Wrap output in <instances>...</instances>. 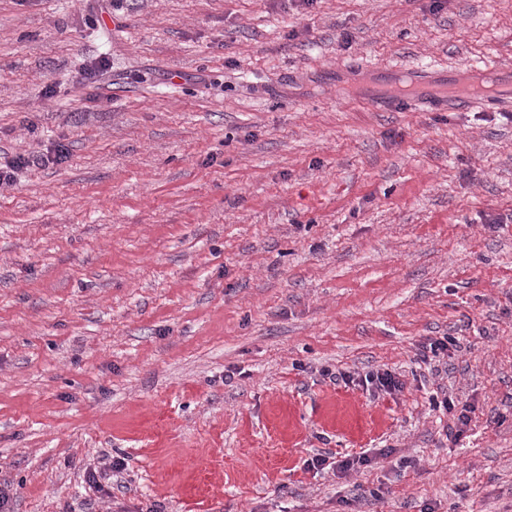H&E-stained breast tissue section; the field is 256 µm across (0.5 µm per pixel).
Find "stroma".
<instances>
[{"label":"stroma","instance_id":"35a3bbf8","mask_svg":"<svg viewBox=\"0 0 512 512\" xmlns=\"http://www.w3.org/2000/svg\"><path fill=\"white\" fill-rule=\"evenodd\" d=\"M93 3L0 0V157L68 149L0 187V512H512V102H373L512 62V0ZM457 343L454 338L442 336L439 338L426 337L418 343V356L424 363L431 364V361L439 363L451 355V350L457 349ZM323 375L334 383L342 382L345 387H358L368 392L370 396L379 398L381 395L394 396L405 389L406 383L400 375L389 369H370L364 373L339 370L330 372L324 370ZM475 406L471 404H463L459 414H453V425H448L446 428V439L456 442L460 439L463 433L466 431L467 427L470 425L472 421L471 414L475 413ZM377 450L376 456L382 458L390 457L394 451L390 448H381L375 449ZM370 457L367 453H362L360 455H348L345 457H341L343 459L335 460L332 456L316 454L312 456L310 459H307L305 465L309 470H324L327 467H330L336 474L347 475L351 471H357L361 467L369 466L373 460L376 458ZM330 459L332 461L330 462Z\"/></svg>","mask_w":512,"mask_h":512}]
</instances>
